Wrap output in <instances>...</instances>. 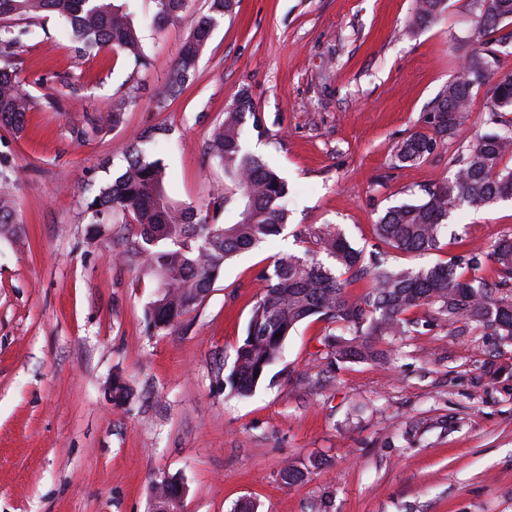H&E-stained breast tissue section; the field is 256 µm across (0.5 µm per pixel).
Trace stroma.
<instances>
[{"mask_svg":"<svg viewBox=\"0 0 512 512\" xmlns=\"http://www.w3.org/2000/svg\"><path fill=\"white\" fill-rule=\"evenodd\" d=\"M149 71L124 55L78 56L55 19L35 28L14 66L34 100L26 129L0 127V158L16 180L14 231L0 235V512H149L151 485L184 479L183 512H512V341L413 310L415 333L394 361L331 363L326 325L309 319L247 400L216 383L232 365L260 291L258 272L312 247L335 224L372 251L375 225L417 200L485 132L489 87L474 90L455 135L424 161L392 165L456 74L455 43L471 0H447L433 24L404 34L415 0H236L214 27L187 90L162 100L166 76L207 0L154 24L152 0H124ZM71 78L68 88L51 74ZM248 89L265 137L246 129L289 188L286 229L227 262L204 302L172 333L153 335L144 308L155 288L133 254V224L89 221L88 198L126 163L133 137L163 127L156 153L175 200L199 206L224 189L208 153L215 126ZM131 97L122 122L86 140L74 124ZM439 250L389 251L396 266L466 252L485 258L512 233V200L452 210ZM121 374L129 408L107 388ZM323 464L300 483L289 463Z\"/></svg>","mask_w":512,"mask_h":512,"instance_id":"obj_1","label":"stroma"}]
</instances>
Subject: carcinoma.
<instances>
[{"mask_svg":"<svg viewBox=\"0 0 512 512\" xmlns=\"http://www.w3.org/2000/svg\"><path fill=\"white\" fill-rule=\"evenodd\" d=\"M158 24L174 21L187 0H152ZM447 0H416L409 29L435 22ZM234 0H209L192 34L181 45L162 98L180 96L188 87L196 62L218 20L232 13ZM49 17L57 19L78 43L82 55L116 48L132 60L134 69L147 71L152 58L143 47L132 13L114 0H0V124L21 130L24 116L33 107L19 72L7 62L24 46L30 27ZM512 23V0H480L474 9L469 36L457 47L461 66L435 98L425 119L434 134L414 132L392 148L397 167L413 165L433 154L460 124L472 91L491 86L487 107L488 130L453 165L448 176L424 190L421 198L389 208L375 225L376 237L406 254L423 255L440 248L448 233V211L455 205L484 210L512 199V73H499L501 48L512 43V32L499 35ZM132 103L129 96L112 103L104 115L90 117L72 127L86 138L105 124L116 125ZM259 127L248 91H239L224 112V122L214 129L208 153L224 167V194L198 208L171 199L165 191V168L147 154L144 144L165 134L160 128L133 143L126 165L112 182L100 187L87 203L94 222L112 213L123 224L138 226L141 243L135 253L145 256L142 272L163 289L144 308L148 326L157 334L178 327L185 315L208 296L224 268L238 253L280 234L288 224L284 198L286 181L243 144L247 118ZM13 171L0 165V232L14 223ZM224 210L234 221L211 222L210 210ZM316 250L286 253L258 274L262 292L251 307L246 335L234 349L229 372L219 380L227 395L252 396L269 369L281 358L288 336L301 323L316 317L332 326L325 337L328 355L336 362L386 365L392 350L379 344L416 331L418 321L409 317L425 308L446 324L461 323L491 329L512 339V296L499 295L498 284L479 275L483 257L457 255L446 262L418 267H398L380 252L354 248L345 233L329 224L310 232ZM491 256L512 279V234L501 236ZM365 282V292L353 298L347 288ZM112 403L125 405L131 389L122 376H112ZM306 467L289 464L280 479L286 485L302 482ZM170 512L178 505L175 477L155 480L153 489Z\"/></svg>","mask_w":512,"mask_h":512,"instance_id":"obj_1","label":"carcinoma"}]
</instances>
